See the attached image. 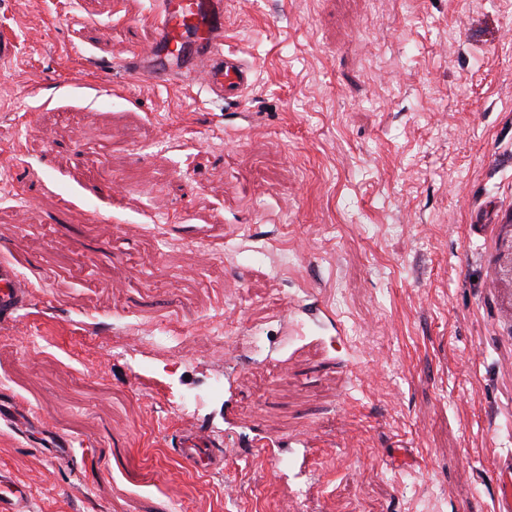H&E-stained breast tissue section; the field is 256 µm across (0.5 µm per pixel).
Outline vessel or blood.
Segmentation results:
<instances>
[{
	"label": "vessel or blood",
	"mask_w": 512,
	"mask_h": 512,
	"mask_svg": "<svg viewBox=\"0 0 512 512\" xmlns=\"http://www.w3.org/2000/svg\"><path fill=\"white\" fill-rule=\"evenodd\" d=\"M155 38L129 62L134 77L166 83L202 79L206 90L229 102L240 101L253 85L254 71L224 49V0H159L152 18ZM27 302V285L0 262V318L9 319ZM177 455L190 466L222 469L224 455L184 439ZM0 512H32V492L12 471L0 469Z\"/></svg>",
	"instance_id": "1"
}]
</instances>
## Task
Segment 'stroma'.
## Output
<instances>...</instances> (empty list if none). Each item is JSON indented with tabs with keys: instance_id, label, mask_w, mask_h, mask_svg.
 <instances>
[{
	"instance_id": "stroma-1",
	"label": "stroma",
	"mask_w": 512,
	"mask_h": 512,
	"mask_svg": "<svg viewBox=\"0 0 512 512\" xmlns=\"http://www.w3.org/2000/svg\"><path fill=\"white\" fill-rule=\"evenodd\" d=\"M156 2L0 0V467L33 512H506L512 0H224L237 103L130 74ZM27 284L6 262H0V318L9 319L27 302ZM175 452L192 467L209 471L224 469V453L212 451L210 448H199L192 438H185L179 448H175Z\"/></svg>"
}]
</instances>
